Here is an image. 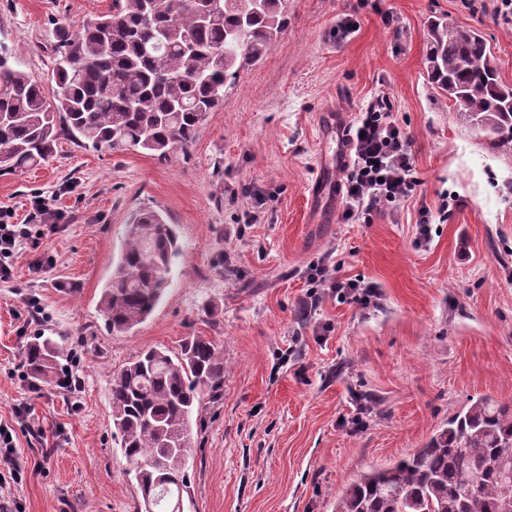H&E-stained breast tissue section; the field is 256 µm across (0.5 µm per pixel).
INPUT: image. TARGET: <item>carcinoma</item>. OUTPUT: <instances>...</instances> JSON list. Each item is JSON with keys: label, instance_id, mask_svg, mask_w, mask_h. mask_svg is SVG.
Segmentation results:
<instances>
[{"label": "carcinoma", "instance_id": "1", "mask_svg": "<svg viewBox=\"0 0 512 512\" xmlns=\"http://www.w3.org/2000/svg\"><path fill=\"white\" fill-rule=\"evenodd\" d=\"M108 13L53 34L45 85L0 51V172L53 156L58 140L81 148L166 158L195 142L247 64L286 30L285 0H111ZM428 81L490 146L512 153V85L480 32L429 25ZM183 250L176 225L144 209L125 225V246L99 301L107 329L124 334L153 315ZM66 347L38 336L24 352L37 379ZM224 354L202 336L177 354L149 348L112 371V423L141 492L136 512H172L187 489L192 418L202 397L221 396ZM512 404L470 400L421 448L362 474L333 512H509Z\"/></svg>", "mask_w": 512, "mask_h": 512}]
</instances>
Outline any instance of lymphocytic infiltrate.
<instances>
[{
  "instance_id": "1",
  "label": "lymphocytic infiltrate",
  "mask_w": 512,
  "mask_h": 512,
  "mask_svg": "<svg viewBox=\"0 0 512 512\" xmlns=\"http://www.w3.org/2000/svg\"><path fill=\"white\" fill-rule=\"evenodd\" d=\"M392 109L388 96H377L348 130L347 141L355 158L342 185L344 222L369 219L379 205L408 197L416 186L413 156ZM31 209L27 224L12 223L10 213L0 211V282L11 280L15 258L34 241V227L51 233L60 227L63 214L51 199L35 197Z\"/></svg>"
}]
</instances>
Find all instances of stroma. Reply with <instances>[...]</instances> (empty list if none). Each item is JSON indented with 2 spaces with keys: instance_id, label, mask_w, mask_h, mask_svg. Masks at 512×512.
<instances>
[{
  "instance_id": "obj_1",
  "label": "stroma",
  "mask_w": 512,
  "mask_h": 512,
  "mask_svg": "<svg viewBox=\"0 0 512 512\" xmlns=\"http://www.w3.org/2000/svg\"><path fill=\"white\" fill-rule=\"evenodd\" d=\"M111 0H0V49L50 82L52 33ZM288 27L224 91L188 152L160 159L60 140L47 162L0 176V210L23 222L54 198L62 228L0 282V423L17 472L6 512H136L112 435L111 373L144 349L202 336L224 350V391L205 403L182 512H332L359 475L423 447L470 400L512 402V156L493 150L428 83L431 16L481 31L512 84V15L496 0H286ZM357 21L344 42L336 23ZM391 23H384V16ZM386 94L414 157V194L346 224L338 187L348 128ZM267 197L262 223L250 195ZM461 207L419 234L422 208ZM142 208L179 227L184 255L155 314L110 334L101 291ZM377 288L364 307L309 299L308 266ZM62 341V389L32 380L33 336ZM27 406L29 419L16 410Z\"/></svg>"
}]
</instances>
